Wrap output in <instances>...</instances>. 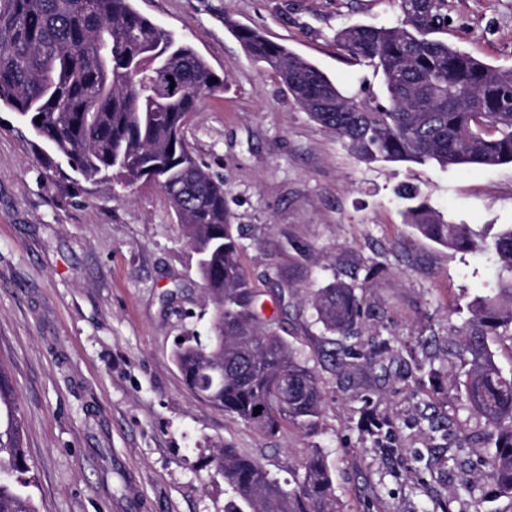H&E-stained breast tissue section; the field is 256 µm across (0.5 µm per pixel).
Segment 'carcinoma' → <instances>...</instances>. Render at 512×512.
<instances>
[{"label": "carcinoma", "mask_w": 512, "mask_h": 512, "mask_svg": "<svg viewBox=\"0 0 512 512\" xmlns=\"http://www.w3.org/2000/svg\"><path fill=\"white\" fill-rule=\"evenodd\" d=\"M396 2L394 24H351L335 37L338 49L381 75L382 100L345 95L315 64L254 29L236 35L315 122L365 162L511 164L512 68L448 43L447 0ZM164 70L182 93L146 91ZM223 88L224 78L189 43L137 11L133 0H0V105L51 148L46 166L58 157L85 181L153 182L198 256L213 303L212 336L205 345H177L174 359L187 385L262 434L291 428L313 436L324 406L319 379L262 324L224 184L183 135L200 100ZM405 200L404 223L422 236L485 253L496 265V293L474 298L457 339L468 355L466 400L494 437L489 477L512 498V372H503L487 343L498 329H512V225L489 237L449 222L416 192ZM310 304L333 336L348 335L364 316L361 297L343 282L316 290ZM220 464L236 494L231 512H337L331 467L318 448L284 482L234 448L222 449ZM29 472L16 393L0 366V512H37Z\"/></svg>", "instance_id": "1"}]
</instances>
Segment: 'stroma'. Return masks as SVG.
I'll return each mask as SVG.
<instances>
[{"label": "stroma", "instance_id": "stroma-1", "mask_svg": "<svg viewBox=\"0 0 512 512\" xmlns=\"http://www.w3.org/2000/svg\"><path fill=\"white\" fill-rule=\"evenodd\" d=\"M224 78L184 133L224 182L241 263L265 323L319 375L311 437L266 436L199 398L174 360L206 339L213 306L167 196L154 184L67 179L0 109V364L21 408L38 512H224L230 447L285 481L319 448L338 512H512L483 461L492 441L464 397L453 337L497 273L404 224L401 186L456 224H512V165L367 164L314 122L235 34L248 27L315 63L342 90L381 95L372 69L336 47L337 30L387 26L394 0H134ZM448 40L512 67V0H448ZM342 281L367 311L342 366L306 300ZM391 423L376 439L365 411Z\"/></svg>", "mask_w": 512, "mask_h": 512}]
</instances>
